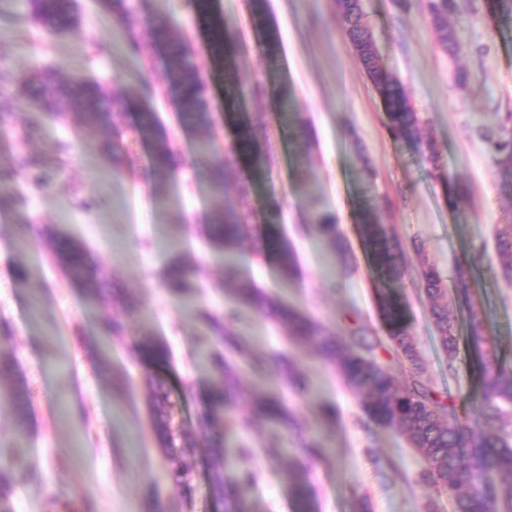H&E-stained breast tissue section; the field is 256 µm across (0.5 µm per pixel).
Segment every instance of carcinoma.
<instances>
[{"instance_id":"cac0c4a2","label":"carcinoma","mask_w":512,"mask_h":512,"mask_svg":"<svg viewBox=\"0 0 512 512\" xmlns=\"http://www.w3.org/2000/svg\"><path fill=\"white\" fill-rule=\"evenodd\" d=\"M106 10L113 14L116 26L124 36V45L129 55L144 67H149L153 57L146 54L145 43L140 35L141 21L135 4L130 0H102ZM29 17L54 30H68L76 23L73 0H26ZM342 16L352 40L365 35L368 29L362 21L363 13L359 0H340ZM457 9L456 0H427V14L439 36L441 47L450 55L464 50L454 29L448 26V13ZM154 44L167 49L169 66L166 71V86L169 94L179 106L185 124L190 128L209 126L204 92L205 88L197 74L187 62L182 45L171 38L170 25L166 18L157 16L152 21ZM361 53L365 57L368 78L382 96L386 112V129L398 141L421 140L417 113L414 112L404 89L399 82L378 63L373 42L364 44ZM31 82L39 85L30 93V106L55 115V104L49 96L60 92L66 96L70 108L81 122L89 127L107 128L106 118L118 104L134 106L139 111V120L130 126L131 136L138 140H150L156 134V116L148 101L128 94L122 101L109 98L101 85L91 79H76L59 68ZM487 144L490 161L495 165H512V126L505 124L496 130L478 128ZM263 135V126L241 119L235 124L234 145L238 153L251 159L249 179L242 182L240 191L247 194L249 185L260 182L267 175L266 158L255 151ZM40 167L33 157L18 153L10 168L0 171V201L8 200L21 205L25 200L12 195L9 182L11 175ZM175 167V155L165 143L154 151L153 175L168 176ZM277 205L270 207L265 225V245L274 252L281 273L290 277L296 272V260L288 244L282 242L277 233ZM241 215L233 209L215 213L211 218L210 243L224 254L225 273L231 279H239L240 272L231 259L241 236ZM363 240L368 247L374 265L394 279L403 273L400 246L390 226L381 224L372 209L358 212ZM309 234H316L336 245V218L328 212L313 216L312 223L304 225ZM81 245L66 241L53 250L54 257L69 271L75 283L82 282L85 268L81 262ZM497 251L504 262V269L512 273V227L497 235ZM425 290L432 301L430 315L439 333L442 347L448 352V360L456 353L454 319L456 312L451 303L441 304L438 298L444 295L442 277L434 264L425 257L419 259ZM193 267L182 259L171 261L165 270L163 287L177 298H182L191 288ZM239 302L262 314L272 317L282 325L294 341H316L323 362L339 370L347 385L358 394L366 395L362 400L364 412L381 426H399L425 466L421 481L441 489L450 495L453 512H512V370L503 368L493 348L487 346L486 326L474 312L468 316L471 339L478 350V360L483 380L479 397L474 400L468 416L461 418L453 413L454 406L423 378L414 348L406 311L395 298L385 294L381 310L391 340L413 370L410 380L399 383L386 366L373 355L374 346L364 344L358 330L352 329L346 338L337 337L301 312L280 304L270 295L247 282L235 288ZM198 317L208 329L202 340V357L213 369L212 381L204 393L207 407L206 421L224 420V432L238 426V421L226 413L237 388L234 370L226 364V353H245L242 341L226 332L224 313L214 309L198 310ZM142 355L152 361L165 362L169 352L164 343L149 338L140 343ZM284 378L299 393H310L311 384L306 375L294 368L288 356L275 354ZM11 366L9 353L0 350V397L8 398L15 412L18 429H23L31 405L28 389L5 381ZM292 421L285 401L280 397L265 396L254 401L249 416L243 425L258 431L282 428ZM305 458L316 461L323 458L326 449L321 442L304 438L300 440ZM24 449H15L13 458L0 462V512H10L5 507L8 494L15 482V468L22 460ZM251 453L249 448H236L233 454L222 452L213 462L210 475V492L224 512H254L249 506L248 495L256 481V474L241 466ZM509 477L508 486L498 489L495 478ZM285 479L296 499L295 512H313L312 494L306 470H290Z\"/></svg>"}]
</instances>
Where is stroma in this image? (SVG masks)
<instances>
[{
    "label": "stroma",
    "mask_w": 512,
    "mask_h": 512,
    "mask_svg": "<svg viewBox=\"0 0 512 512\" xmlns=\"http://www.w3.org/2000/svg\"><path fill=\"white\" fill-rule=\"evenodd\" d=\"M139 15L168 16L192 64L206 84L212 115L209 133L220 158L231 159L229 180L214 189L207 162L195 146L200 130L186 128L164 96L165 60L141 69L120 50L98 54L90 43L114 42L112 15L100 0H77V24L61 34L28 20L23 0H0V170L18 150L40 161L49 183L37 188L18 177L25 209L0 203V347L12 353L13 381L26 386L33 406L24 429L25 463L7 501L12 512H48L57 496L90 501L95 512H220L209 492L217 443L252 450L246 465L257 475L251 490L256 512H295L283 478L288 468L309 469L317 512H427L436 504L450 512L446 493L419 480L420 455L399 428L371 421L362 397L337 370L316 357V347L290 341L281 325L238 304L224 276V259L205 234L214 212L242 216L239 270L256 288L311 316L333 333L364 327L368 338L387 336L378 306L390 291L406 309L423 375L448 403L466 410L479 377L466 330V307L484 319L500 361L512 367V279L495 250L498 228L512 224V169L492 165L477 126L498 128L512 113V17L498 14L492 0H458L449 16L465 51H443L426 13V0H362L382 67L405 88L417 113L422 141L408 146L386 129L380 99L346 36L336 0H267L279 32L268 53L253 19L252 0H210L198 12L194 0H134ZM232 25L235 51L215 50L211 28ZM56 67L99 81L113 94L130 90L152 103L165 140L178 152L167 178L152 174V145L126 140V165L113 171L99 144L101 130L76 115L53 121L30 107L24 82ZM291 107L282 110L281 91ZM259 121L267 138L260 148L271 157L269 175L240 195L238 183L250 170L247 158H231L232 117ZM35 133L20 140V123ZM71 144L65 159L56 145ZM433 143L435 156L425 145ZM467 188L457 210H449L444 180ZM92 201L73 206L72 197ZM278 204L276 222L297 258V271L283 278L274 256L258 255L254 237ZM373 208L392 227L403 251L404 273L384 279L365 247L356 214ZM317 212L335 216L344 253L321 237L296 233ZM60 231L83 248L91 269L81 284L71 281L51 256L50 234ZM195 268L192 292L201 304L236 310L231 327L253 354L287 351L307 372L315 396L287 388L277 371L252 373L235 360L240 387L234 416H247L253 398L278 394L304 431L324 442L329 455L305 463L296 437H270L245 428L224 436L222 425L202 429L206 406L200 392L211 377L198 356L201 321L161 286L173 255ZM427 258L444 277L457 264L469 267L468 296L448 288L459 307L455 358H448L430 316L431 302L419 277ZM28 276L18 279L17 267ZM115 320L123 331L101 333ZM163 340L168 364L140 359L143 335ZM164 383L166 409L188 430V443L166 450L154 430L152 383ZM336 408L322 421L319 404ZM282 448L270 458V446ZM188 472V487L176 488L172 470Z\"/></svg>",
    "instance_id": "35a3bbf8"
}]
</instances>
